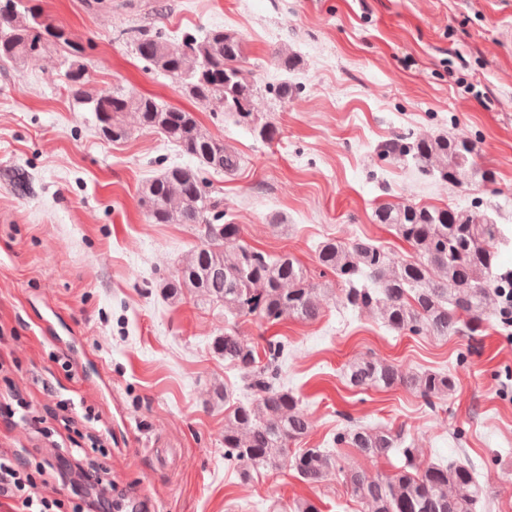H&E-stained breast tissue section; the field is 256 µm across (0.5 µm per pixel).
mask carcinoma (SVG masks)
Returning a JSON list of instances; mask_svg holds the SVG:
<instances>
[{
	"label": "carcinoma",
	"instance_id": "1",
	"mask_svg": "<svg viewBox=\"0 0 512 512\" xmlns=\"http://www.w3.org/2000/svg\"><path fill=\"white\" fill-rule=\"evenodd\" d=\"M51 26L24 0H0V59L22 61L35 56L37 39ZM131 41L147 67L169 79L189 99L232 116L255 139L269 143L278 127L260 121L250 102L257 91L239 62L243 42L222 28L185 31L177 43L160 31H133ZM69 91L85 112L92 113L99 134L113 142L130 135L125 115L167 139L194 161L176 165L142 185L139 201L148 204L152 224H191L199 244L159 287L177 302L191 293L224 308L227 327L213 340V351L224 362L250 372V397L229 408L224 426V460L245 477L259 469L290 465L304 483L318 486L330 476L342 477L352 496L370 512H478L483 489L469 464L414 463L415 449L400 448L401 433L390 428L354 426L336 433L334 443L377 460L401 450L405 465L391 476L347 470L328 448H301L288 455V444L305 436L310 422L294 393L281 383L288 344L270 341L260 364L254 345L236 330L237 319L253 316L268 323L287 317L315 321L335 289L313 284L296 258L269 255L243 240V226L220 223L214 211L206 173L235 174L238 152L211 135L194 113L164 105L133 91L91 93L85 68L69 65ZM390 162L412 165L425 176L463 184L467 174L493 181L490 171L477 168L473 149L464 138L396 134L378 146ZM407 242L413 254L397 261L363 237L348 241L327 238L318 246V263L336 277L343 308L371 311L399 333L419 336H475L488 319L487 305L508 287L499 271L501 249L512 244L502 226L485 213L459 208H429L383 203L374 212ZM347 384L361 391L404 386L429 406L455 390L447 372H403L376 359L351 363Z\"/></svg>",
	"mask_w": 512,
	"mask_h": 512
}]
</instances>
